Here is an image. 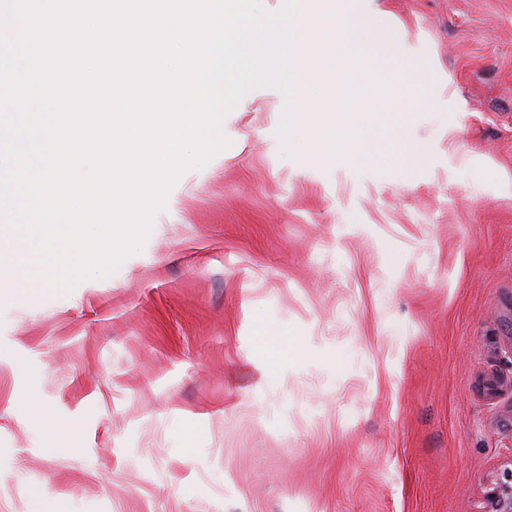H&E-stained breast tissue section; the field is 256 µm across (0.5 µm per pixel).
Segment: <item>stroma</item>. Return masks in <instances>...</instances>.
<instances>
[{
  "instance_id": "1",
  "label": "stroma",
  "mask_w": 512,
  "mask_h": 512,
  "mask_svg": "<svg viewBox=\"0 0 512 512\" xmlns=\"http://www.w3.org/2000/svg\"><path fill=\"white\" fill-rule=\"evenodd\" d=\"M373 6L358 64L421 75L376 150L303 168L252 89L141 252L0 296V512H480L512 460V0ZM36 402L79 422L51 454Z\"/></svg>"
}]
</instances>
